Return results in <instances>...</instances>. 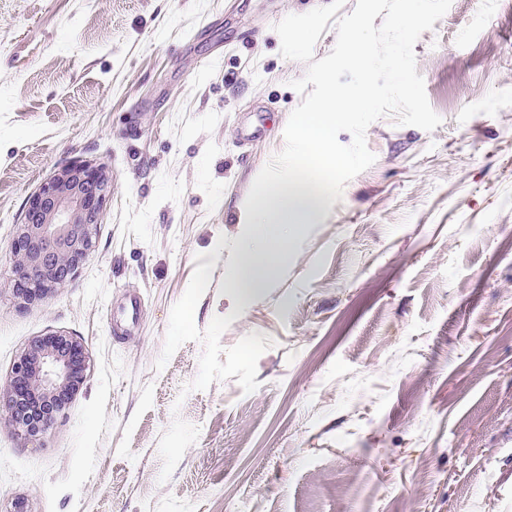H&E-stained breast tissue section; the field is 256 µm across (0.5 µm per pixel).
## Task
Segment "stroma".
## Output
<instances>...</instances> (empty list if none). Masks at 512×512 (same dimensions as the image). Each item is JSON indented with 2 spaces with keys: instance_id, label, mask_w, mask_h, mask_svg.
Instances as JSON below:
<instances>
[{
  "instance_id": "obj_1",
  "label": "stroma",
  "mask_w": 512,
  "mask_h": 512,
  "mask_svg": "<svg viewBox=\"0 0 512 512\" xmlns=\"http://www.w3.org/2000/svg\"><path fill=\"white\" fill-rule=\"evenodd\" d=\"M330 2L0 0V375L51 332L91 364L45 436L0 428V512H512V0H452L414 46L441 124L373 122L271 287L224 286L302 101L275 26ZM81 159L95 246L21 306L26 199Z\"/></svg>"
}]
</instances>
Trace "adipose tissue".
Listing matches in <instances>:
<instances>
[{
  "label": "adipose tissue",
  "instance_id": "obj_1",
  "mask_svg": "<svg viewBox=\"0 0 512 512\" xmlns=\"http://www.w3.org/2000/svg\"><path fill=\"white\" fill-rule=\"evenodd\" d=\"M368 96L365 88L339 91L330 86L315 108L297 115V136L315 162L291 168L287 178L257 182L245 204L242 247L224 271L226 287L245 296L268 287L294 240L293 230L309 223L321 209L329 192L328 171L342 164L331 148L336 127L347 113L361 108Z\"/></svg>",
  "mask_w": 512,
  "mask_h": 512
}]
</instances>
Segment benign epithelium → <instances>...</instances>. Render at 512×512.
Returning <instances> with one entry per match:
<instances>
[{"label":"benign epithelium","instance_id":"7a95c632","mask_svg":"<svg viewBox=\"0 0 512 512\" xmlns=\"http://www.w3.org/2000/svg\"><path fill=\"white\" fill-rule=\"evenodd\" d=\"M111 190L109 168L82 160L58 168L27 198L11 244L12 289L24 304L51 296L84 264ZM87 368L80 339L36 337L0 381V421L27 439L45 434L81 390Z\"/></svg>","mask_w":512,"mask_h":512}]
</instances>
